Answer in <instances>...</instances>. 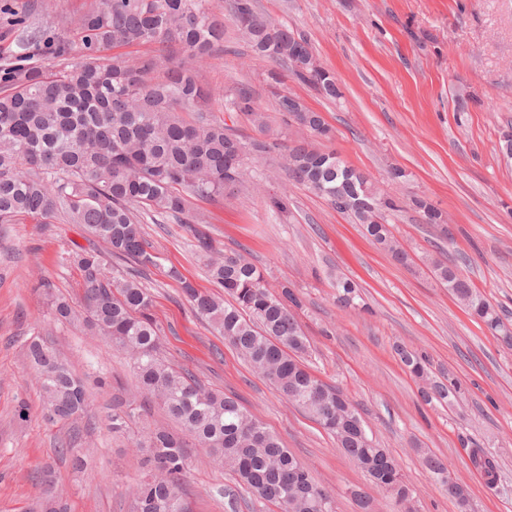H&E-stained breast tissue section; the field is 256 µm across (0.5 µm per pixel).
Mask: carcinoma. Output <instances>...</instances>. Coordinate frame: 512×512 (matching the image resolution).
<instances>
[{
  "mask_svg": "<svg viewBox=\"0 0 512 512\" xmlns=\"http://www.w3.org/2000/svg\"><path fill=\"white\" fill-rule=\"evenodd\" d=\"M239 38L257 57L272 64L267 78L282 81L281 70L336 99V76L321 67L308 38L285 22L256 9L254 0L229 3ZM71 40L58 43L59 57L71 44L81 54L59 67L18 65L3 72L8 89L0 93V223L27 215L45 222L62 219L82 224L103 241L109 253L143 272L158 266L146 237L145 217L200 224L190 213L187 196L215 200L240 182V155L269 149L263 141H246L218 122L213 112L227 110L251 117L261 130L266 116L244 88L232 94L204 89L200 69L224 46V22L210 0H105L70 22ZM147 43L164 55L109 57L105 51ZM275 111L317 137L331 129L321 113L298 97L279 94ZM283 171L296 184L333 202L339 193L354 191L376 197L384 211L349 207L338 212L360 224L366 236L407 265L409 255L390 230L389 216L404 200L384 193L361 170L334 151L323 150L302 137L283 145ZM409 204L430 224L442 214L425 198ZM82 279V305L44 286L53 318L75 321L107 338L128 353L139 384V396L116 397L108 429L125 435L138 423L148 403L179 421L211 460L235 475L238 496L227 502L230 512H261L273 505L279 512H321L318 499L328 495L311 475L293 482L302 467L279 437L244 409L236 399L202 385L188 370L164 353V328L151 314L152 299L134 278L119 279L107 271L95 249L66 257ZM211 279L224 288L223 298L200 292L171 268L167 276L181 282L196 313L234 346L288 401L320 423L387 493L394 512H415L412 491L399 463L369 437L359 411L337 388L315 377L304 363L309 342L293 312L299 298L288 287L271 291L261 270L241 254L218 255L209 262ZM434 277L468 311L512 346V330L486 296L460 274L455 264L435 262ZM336 300L350 308L357 297L353 282L336 278ZM28 366L39 377L47 418L69 421L72 431L88 412L86 387L39 336L22 344ZM401 362L416 378L427 380L416 352L398 348ZM461 391L451 375L421 390L430 403L453 405ZM136 448L147 454L148 473L137 482L127 512H190L183 480L190 470L188 444L166 430L145 432ZM490 487L500 480L498 464L481 448L472 451Z\"/></svg>",
  "mask_w": 512,
  "mask_h": 512,
  "instance_id": "carcinoma-1",
  "label": "carcinoma"
}]
</instances>
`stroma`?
<instances>
[{"label": "stroma", "instance_id": "1", "mask_svg": "<svg viewBox=\"0 0 512 512\" xmlns=\"http://www.w3.org/2000/svg\"><path fill=\"white\" fill-rule=\"evenodd\" d=\"M103 0H0V66L18 62L16 22L34 16L43 51L70 35L68 21ZM258 10L305 34L322 67L342 90L331 100L285 77L282 91L322 112L333 129L324 149L398 197L427 198L447 215L426 223L412 206L390 217L391 230L413 256L395 264L323 198L288 182L275 167L286 124L274 110L267 62L234 36L201 70L199 80L232 93L248 86L270 132L259 134L237 112L217 118L245 139L265 137L268 153L249 157L238 193L216 200L190 198L216 249L247 250L270 289L293 288L297 318L310 342L307 363L322 381L339 387L360 409L370 437L399 461L418 512H458L424 466L421 450L445 461L470 492L471 512H512V347L461 308L429 271L433 260H454L512 326V159L499 151L512 125V0H255ZM464 95L465 111L456 97ZM408 179L391 183V169ZM288 199L287 213L268 206ZM159 256L141 283L153 296V314L165 329V350L206 385L236 394L242 406L280 438L313 479L335 493L336 512H355L346 488H361L378 512L390 499L367 473L339 451L313 417L289 403L200 318L165 268L175 266L196 288L211 293L209 257L195 246L188 224L145 223ZM82 225L22 217L0 223V512H30L52 469L69 512H124L143 455L130 439L111 435L106 417L120 389L135 379L126 356L76 325L59 324L37 291L49 282L80 303L82 280L66 252L94 247ZM355 282L366 308L336 304L334 278ZM40 335L85 382L91 419L78 439L69 425L48 423L22 343ZM422 353L430 375L454 373L463 394L455 407L423 403L420 383L402 364L398 347ZM26 418H18L19 405ZM85 457L74 471L61 449ZM483 448L499 464L500 484L489 487L470 460ZM185 490L193 512H224L223 493H235L231 474L192 450Z\"/></svg>", "mask_w": 512, "mask_h": 512}]
</instances>
